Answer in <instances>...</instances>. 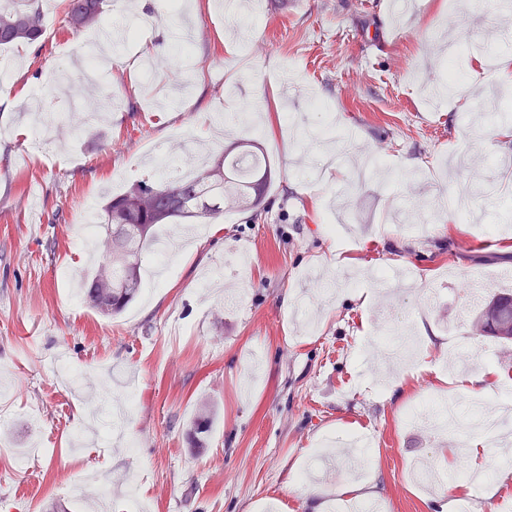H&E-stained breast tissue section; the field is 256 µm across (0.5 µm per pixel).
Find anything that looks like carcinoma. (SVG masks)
<instances>
[{"label":"carcinoma","mask_w":512,"mask_h":512,"mask_svg":"<svg viewBox=\"0 0 512 512\" xmlns=\"http://www.w3.org/2000/svg\"><path fill=\"white\" fill-rule=\"evenodd\" d=\"M65 20L74 27L103 28V0H65ZM44 30L42 0H0V46L37 42ZM272 169L246 150L209 157L190 179L142 181L109 200L99 215L108 247L87 277L86 299L99 314L121 312L142 284L141 256L155 242L158 224H202L224 213V203L257 210L272 182ZM484 336L512 343V293L497 292L482 305L476 324Z\"/></svg>","instance_id":"1"}]
</instances>
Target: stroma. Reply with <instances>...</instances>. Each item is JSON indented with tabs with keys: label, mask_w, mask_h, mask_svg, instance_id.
<instances>
[{
	"label": "stroma",
	"mask_w": 512,
	"mask_h": 512,
	"mask_svg": "<svg viewBox=\"0 0 512 512\" xmlns=\"http://www.w3.org/2000/svg\"><path fill=\"white\" fill-rule=\"evenodd\" d=\"M127 2L105 7L125 29L111 64L62 0L38 43L0 49V512H310L315 459L324 512L347 481L375 485L380 512H512V480L488 505L449 495L477 433L432 424L469 348L489 352V404L512 389L466 303L472 280L492 294L512 274V136L478 133L486 103L512 115V13L261 0L238 31L219 0ZM451 73L457 93L432 99ZM242 142L275 172L260 213L225 210L164 269L146 252L136 300L91 309L75 284L104 255L84 227L107 200L155 179L156 157ZM370 156L384 169L365 176ZM129 393L132 452L109 418ZM357 440L374 455L354 473Z\"/></svg>",
	"instance_id": "stroma-1"
}]
</instances>
